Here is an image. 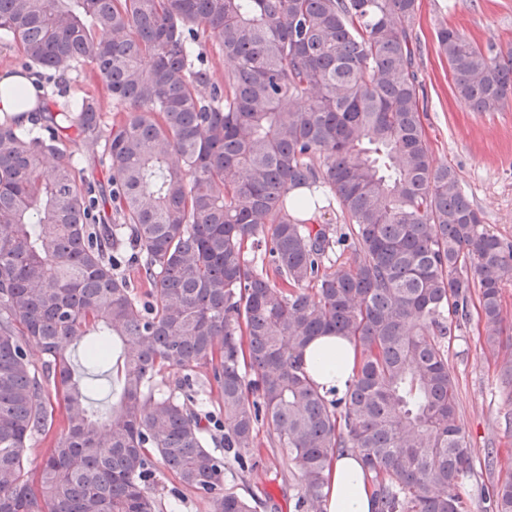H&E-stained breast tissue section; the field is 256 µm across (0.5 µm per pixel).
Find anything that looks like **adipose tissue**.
I'll use <instances>...</instances> for the list:
<instances>
[{
	"label": "adipose tissue",
	"instance_id": "obj_1",
	"mask_svg": "<svg viewBox=\"0 0 512 512\" xmlns=\"http://www.w3.org/2000/svg\"><path fill=\"white\" fill-rule=\"evenodd\" d=\"M355 346L340 336H319L305 349V368L311 379L324 388L345 390L353 376ZM327 512H376L371 478L351 448L334 459L325 471Z\"/></svg>",
	"mask_w": 512,
	"mask_h": 512
}]
</instances>
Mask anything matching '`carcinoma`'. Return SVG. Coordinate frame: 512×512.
<instances>
[{
	"label": "carcinoma",
	"instance_id": "cac0c4a2",
	"mask_svg": "<svg viewBox=\"0 0 512 512\" xmlns=\"http://www.w3.org/2000/svg\"><path fill=\"white\" fill-rule=\"evenodd\" d=\"M417 0H0L22 71L88 64L94 95L0 120V512H160L165 470L209 512L259 445L291 462L295 512H324V470L359 449L377 512H464L471 448L445 342L479 303L498 353L512 241L483 224L421 120ZM453 91L512 96L501 60L442 24ZM103 145L113 205L78 179ZM336 202L344 223L311 210ZM348 261L330 262L335 251ZM109 378L93 405L67 346ZM316 336L359 353L345 391L307 376ZM210 368L224 416L195 390ZM56 402H51V399ZM64 428L37 472L26 448ZM492 512H512V478Z\"/></svg>",
	"mask_w": 512,
	"mask_h": 512
}]
</instances>
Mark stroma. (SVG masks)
<instances>
[{"mask_svg":"<svg viewBox=\"0 0 512 512\" xmlns=\"http://www.w3.org/2000/svg\"><path fill=\"white\" fill-rule=\"evenodd\" d=\"M447 23L479 44L512 52V0H419L414 33L421 45L416 63L423 125L435 165L454 166L464 193L485 224L512 241V98L495 112H476L454 93L446 58L439 54L435 31ZM43 97L100 93L91 67L78 64L58 81L39 78ZM476 308L454 319L448 364L455 381L457 419L472 448L473 477L458 488L466 512H491L487 493L512 476V381L502 360L491 358L477 325ZM256 466L239 479L227 472L225 485L242 496L263 498L257 512H294L300 489L297 471L267 447L255 450Z\"/></svg>","mask_w":512,"mask_h":512,"instance_id":"stroma-1","label":"stroma"}]
</instances>
